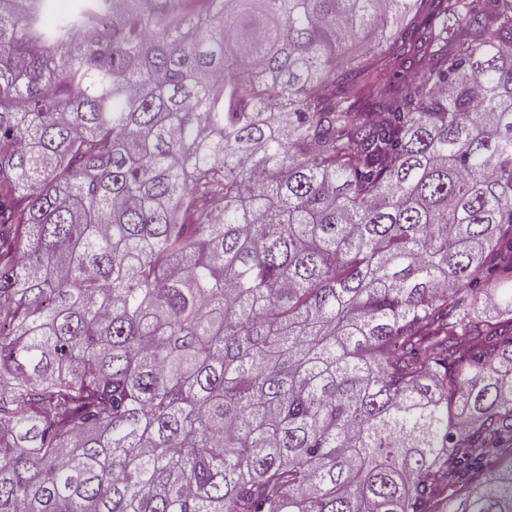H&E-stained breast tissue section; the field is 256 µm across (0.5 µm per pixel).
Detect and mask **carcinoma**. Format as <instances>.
Masks as SVG:
<instances>
[{"label": "carcinoma", "mask_w": 512, "mask_h": 512, "mask_svg": "<svg viewBox=\"0 0 512 512\" xmlns=\"http://www.w3.org/2000/svg\"><path fill=\"white\" fill-rule=\"evenodd\" d=\"M504 253L512 0H0V512H512Z\"/></svg>", "instance_id": "cac0c4a2"}]
</instances>
